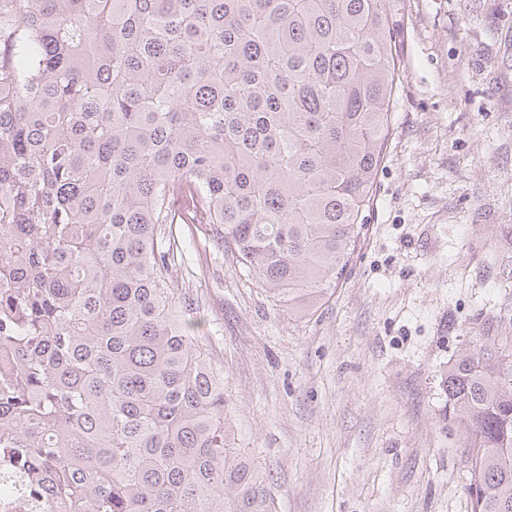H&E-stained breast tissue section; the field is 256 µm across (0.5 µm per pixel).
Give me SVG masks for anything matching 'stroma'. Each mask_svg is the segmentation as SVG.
<instances>
[{"label": "stroma", "mask_w": 512, "mask_h": 512, "mask_svg": "<svg viewBox=\"0 0 512 512\" xmlns=\"http://www.w3.org/2000/svg\"><path fill=\"white\" fill-rule=\"evenodd\" d=\"M400 92L337 287L288 314L208 226L170 281L272 512H470L448 366L512 311V0H403Z\"/></svg>", "instance_id": "35a3bbf8"}]
</instances>
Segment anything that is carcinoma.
I'll return each instance as SVG.
<instances>
[{"instance_id": "cac0c4a2", "label": "carcinoma", "mask_w": 512, "mask_h": 512, "mask_svg": "<svg viewBox=\"0 0 512 512\" xmlns=\"http://www.w3.org/2000/svg\"><path fill=\"white\" fill-rule=\"evenodd\" d=\"M402 28L398 0H0V454L65 512H270L170 229L312 311L372 204ZM445 383L470 512H512V335Z\"/></svg>"}]
</instances>
